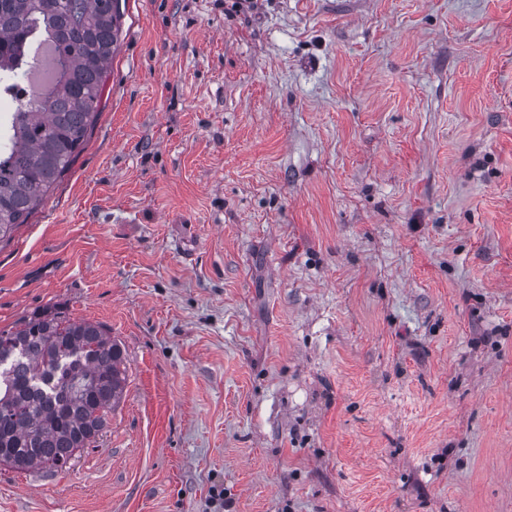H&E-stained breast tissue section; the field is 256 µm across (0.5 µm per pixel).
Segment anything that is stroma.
I'll use <instances>...</instances> for the list:
<instances>
[{"mask_svg":"<svg viewBox=\"0 0 512 512\" xmlns=\"http://www.w3.org/2000/svg\"><path fill=\"white\" fill-rule=\"evenodd\" d=\"M0 330L127 387L0 512H512V0H123Z\"/></svg>","mask_w":512,"mask_h":512,"instance_id":"1","label":"stroma"}]
</instances>
